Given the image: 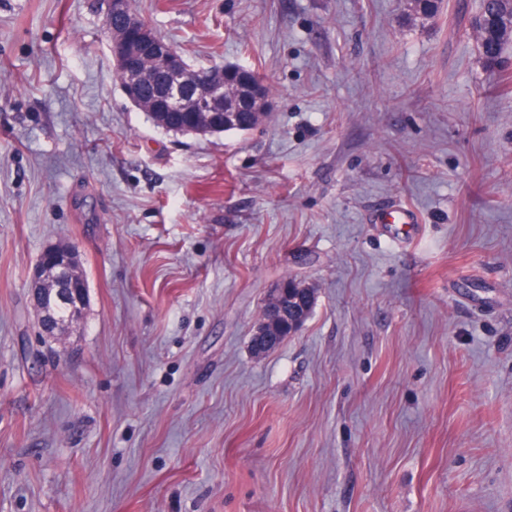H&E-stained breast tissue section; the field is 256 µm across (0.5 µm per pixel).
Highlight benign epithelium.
I'll use <instances>...</instances> for the list:
<instances>
[{
	"label": "benign epithelium",
	"mask_w": 512,
	"mask_h": 512,
	"mask_svg": "<svg viewBox=\"0 0 512 512\" xmlns=\"http://www.w3.org/2000/svg\"><path fill=\"white\" fill-rule=\"evenodd\" d=\"M106 22L120 14L122 28L110 32L114 69L122 77L127 99L144 112L158 108L139 95L140 86L150 74L161 71L166 93L162 105L167 112H224L230 108L226 95L228 81L224 69H210L208 75L190 82L183 56L159 38L136 15L129 13L127 0H105ZM246 104L257 116L271 111L269 93L259 87L252 90ZM30 295L38 327L44 340L63 344L84 323L89 300L86 278L76 264L75 251L67 244L47 247L30 275ZM316 299L315 288L303 286L293 295L281 281L267 297L251 336L254 356L262 357L274 350L284 339L282 322H288L289 334L297 333Z\"/></svg>",
	"instance_id": "obj_1"
}]
</instances>
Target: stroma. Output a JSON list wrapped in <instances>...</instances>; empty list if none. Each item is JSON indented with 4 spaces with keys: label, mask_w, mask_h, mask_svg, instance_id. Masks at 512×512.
I'll list each match as a JSON object with an SVG mask.
<instances>
[{
    "label": "stroma",
    "mask_w": 512,
    "mask_h": 512,
    "mask_svg": "<svg viewBox=\"0 0 512 512\" xmlns=\"http://www.w3.org/2000/svg\"><path fill=\"white\" fill-rule=\"evenodd\" d=\"M460 1L133 0L265 78L267 121L200 137L125 98L104 0H0V512H512V43L487 67ZM287 276L313 310L254 357ZM49 276L57 288H45ZM30 295L39 333L45 341L64 344L83 325L89 288L69 245L54 244L42 252L31 271Z\"/></svg>",
    "instance_id": "35a3bbf8"
}]
</instances>
